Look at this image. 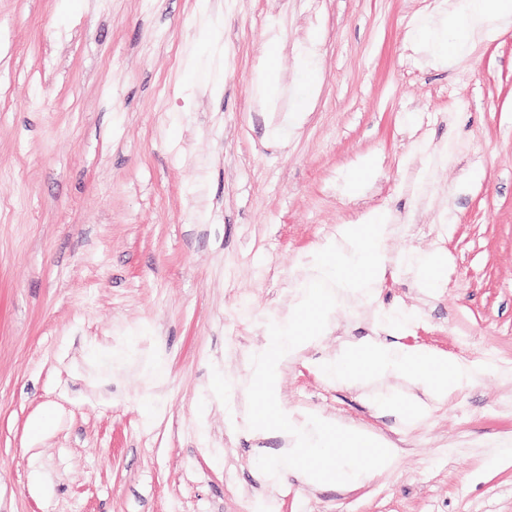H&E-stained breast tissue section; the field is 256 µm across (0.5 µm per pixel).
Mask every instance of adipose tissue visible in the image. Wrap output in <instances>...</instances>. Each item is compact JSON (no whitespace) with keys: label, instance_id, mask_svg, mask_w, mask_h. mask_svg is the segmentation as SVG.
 Instances as JSON below:
<instances>
[{"label":"adipose tissue","instance_id":"obj_1","mask_svg":"<svg viewBox=\"0 0 512 512\" xmlns=\"http://www.w3.org/2000/svg\"><path fill=\"white\" fill-rule=\"evenodd\" d=\"M511 12L512 0H467L464 14L454 22L455 38L428 28L420 29L418 35L430 40L442 55L451 56L465 48L471 33L481 24L495 15ZM389 369L409 377L416 385L443 395L462 387L474 375L470 366L430 350L403 347L391 352L379 344L346 352L323 365L321 372L339 381H350L370 378Z\"/></svg>","mask_w":512,"mask_h":512}]
</instances>
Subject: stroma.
<instances>
[{
    "label": "stroma",
    "mask_w": 512,
    "mask_h": 512,
    "mask_svg": "<svg viewBox=\"0 0 512 512\" xmlns=\"http://www.w3.org/2000/svg\"><path fill=\"white\" fill-rule=\"evenodd\" d=\"M464 5L0 0V512H512V14L447 59L412 37ZM371 212L382 274L338 292L276 397L396 462L267 476L289 438L247 426L251 357ZM370 340L476 371L439 398L320 373ZM219 374L239 389L214 396Z\"/></svg>",
    "instance_id": "stroma-1"
}]
</instances>
